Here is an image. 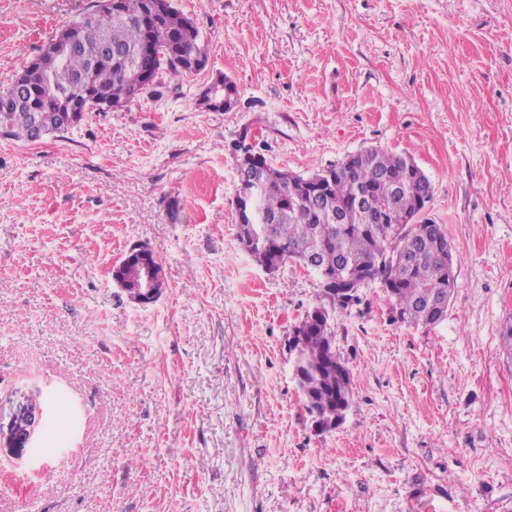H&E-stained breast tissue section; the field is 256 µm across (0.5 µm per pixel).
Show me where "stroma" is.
Segmentation results:
<instances>
[{
	"label": "stroma",
	"instance_id": "35a3bbf8",
	"mask_svg": "<svg viewBox=\"0 0 512 512\" xmlns=\"http://www.w3.org/2000/svg\"><path fill=\"white\" fill-rule=\"evenodd\" d=\"M93 0H0V89ZM209 52L59 137H0V396L73 431L0 446V512H512V0H173ZM229 112L198 97L215 73ZM307 175L371 147L429 177L457 288L429 327L378 284L337 314L356 397L317 432L288 338L315 273L236 237L235 145ZM149 246L164 288L113 278ZM149 248L143 245L131 248L125 259L138 260L145 269V283L144 292L142 296L133 299L138 304H148L155 301L161 293L162 288H158V266L157 263L150 257Z\"/></svg>",
	"mask_w": 512,
	"mask_h": 512
}]
</instances>
